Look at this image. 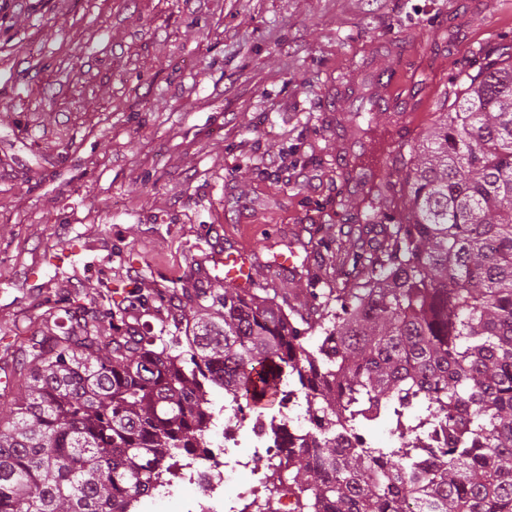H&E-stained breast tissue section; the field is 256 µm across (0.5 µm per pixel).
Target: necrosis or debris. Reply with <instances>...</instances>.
I'll return each mask as SVG.
<instances>
[{"instance_id":"obj_1","label":"necrosis or debris","mask_w":512,"mask_h":512,"mask_svg":"<svg viewBox=\"0 0 512 512\" xmlns=\"http://www.w3.org/2000/svg\"><path fill=\"white\" fill-rule=\"evenodd\" d=\"M307 422L299 395L280 393L266 410L257 412L237 398L224 408L199 447L181 455L171 474L153 482L135 499L134 512L194 487L181 512H296L297 503L287 479H274L279 464L282 428Z\"/></svg>"}]
</instances>
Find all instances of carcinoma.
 <instances>
[{"label": "carcinoma", "instance_id": "obj_1", "mask_svg": "<svg viewBox=\"0 0 512 512\" xmlns=\"http://www.w3.org/2000/svg\"><path fill=\"white\" fill-rule=\"evenodd\" d=\"M457 90L402 180L336 225V276L305 266L315 320L195 287L168 338L109 309L39 331L0 393V512H127L214 394L267 386L303 396L282 464L319 512H512V52ZM379 425L398 446L352 441Z\"/></svg>", "mask_w": 512, "mask_h": 512}]
</instances>
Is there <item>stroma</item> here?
<instances>
[{"instance_id":"35a3bbf8","label":"stroma","mask_w":512,"mask_h":512,"mask_svg":"<svg viewBox=\"0 0 512 512\" xmlns=\"http://www.w3.org/2000/svg\"><path fill=\"white\" fill-rule=\"evenodd\" d=\"M505 44L512 0H0V349L133 288V317L169 335L182 289L223 288L204 262L228 248L314 318V227L365 195L338 177L362 142L331 83L397 68L372 127L406 118L415 144Z\"/></svg>"}]
</instances>
